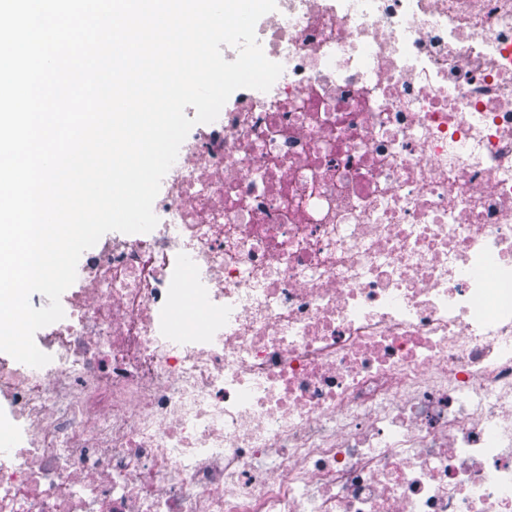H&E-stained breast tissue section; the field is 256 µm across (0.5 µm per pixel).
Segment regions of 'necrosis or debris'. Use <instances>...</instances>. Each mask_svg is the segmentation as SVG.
I'll use <instances>...</instances> for the list:
<instances>
[{
    "label": "necrosis or debris",
    "instance_id": "necrosis-or-debris-1",
    "mask_svg": "<svg viewBox=\"0 0 512 512\" xmlns=\"http://www.w3.org/2000/svg\"><path fill=\"white\" fill-rule=\"evenodd\" d=\"M157 226L0 356V512H512V0H283Z\"/></svg>",
    "mask_w": 512,
    "mask_h": 512
}]
</instances>
